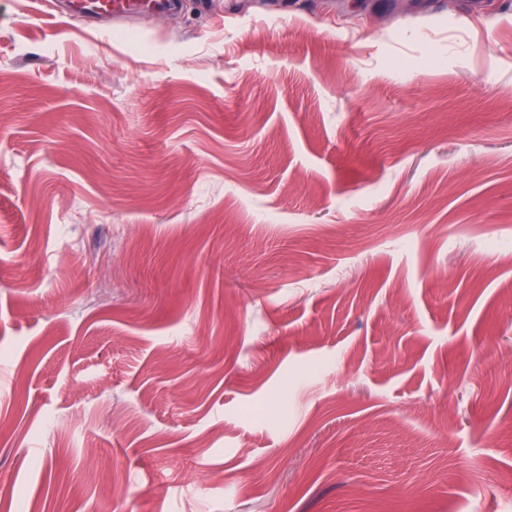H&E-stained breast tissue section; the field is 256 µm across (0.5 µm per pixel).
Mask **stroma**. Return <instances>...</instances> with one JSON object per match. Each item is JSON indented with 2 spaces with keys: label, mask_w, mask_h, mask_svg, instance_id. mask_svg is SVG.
<instances>
[{
  "label": "stroma",
  "mask_w": 512,
  "mask_h": 512,
  "mask_svg": "<svg viewBox=\"0 0 512 512\" xmlns=\"http://www.w3.org/2000/svg\"><path fill=\"white\" fill-rule=\"evenodd\" d=\"M0 0V512H512V0ZM71 3L76 5L75 13L88 17L105 15L113 21L132 17L144 9H152L161 14L177 7V3L172 0H79Z\"/></svg>",
  "instance_id": "1"
}]
</instances>
